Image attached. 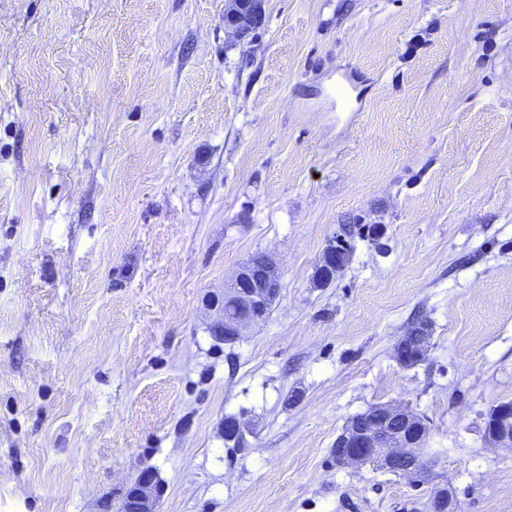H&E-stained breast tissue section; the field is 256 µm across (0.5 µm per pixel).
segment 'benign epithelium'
<instances>
[{
    "label": "benign epithelium",
    "mask_w": 512,
    "mask_h": 512,
    "mask_svg": "<svg viewBox=\"0 0 512 512\" xmlns=\"http://www.w3.org/2000/svg\"><path fill=\"white\" fill-rule=\"evenodd\" d=\"M264 0H224V28L243 39L262 25ZM340 242L331 240L323 250L320 266L339 272L346 264ZM279 290V277L266 255L254 257L241 265L228 288L206 299V309L214 314L210 332L221 341H232L242 329L263 320ZM423 331L413 340L398 344L401 363L419 362L427 351ZM486 418L485 436L496 446L512 447V401L491 407ZM421 417L395 404H379L363 418H354L336 438V463L362 466L373 463L383 470L399 474L424 473V438L413 431ZM161 495L154 473L142 470L129 486L123 499V512H158Z\"/></svg>",
    "instance_id": "7a95c632"
}]
</instances>
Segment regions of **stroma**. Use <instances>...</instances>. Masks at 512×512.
Masks as SVG:
<instances>
[{
    "label": "stroma",
    "instance_id": "obj_1",
    "mask_svg": "<svg viewBox=\"0 0 512 512\" xmlns=\"http://www.w3.org/2000/svg\"><path fill=\"white\" fill-rule=\"evenodd\" d=\"M264 9L0 0V512H120L145 469L159 512H512V0ZM260 252L280 294L218 342ZM375 404L425 420L424 480L337 465ZM263 0H225L224 29L232 30L240 39L262 25ZM340 243H342V242L336 241V240H331L326 244V247L324 248L321 259H320L319 267H330V268H333L336 272L329 273L322 269H318L316 272L318 280H320V281L331 280L333 278V276L337 272L341 271L343 269V267L345 266L346 257L345 258L341 257V253H343V250H341L338 247V245H343V244H340ZM279 287L276 268L267 255L241 265L228 288L206 299V309L214 314L211 335L221 341H232L245 326L263 320ZM413 340L410 342L405 341L403 338L398 344L401 363L405 366L410 365L412 362H419L427 351V340L423 331L419 330L417 334L412 336ZM487 414L485 422V436L496 446L512 447V401H502L495 404Z\"/></svg>",
    "mask_w": 512,
    "mask_h": 512
}]
</instances>
